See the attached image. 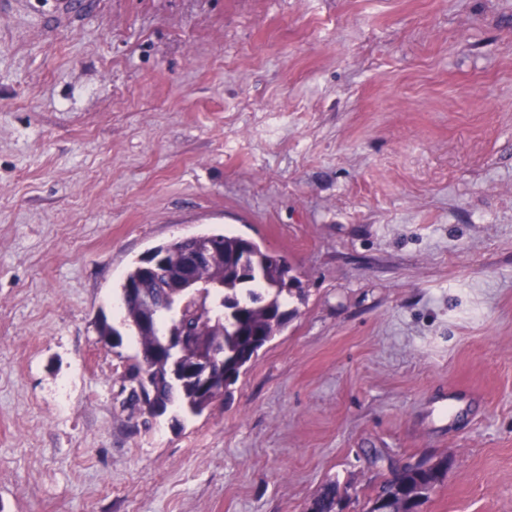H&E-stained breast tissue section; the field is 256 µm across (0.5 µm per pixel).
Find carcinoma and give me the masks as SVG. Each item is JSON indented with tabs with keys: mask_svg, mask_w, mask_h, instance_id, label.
<instances>
[{
	"mask_svg": "<svg viewBox=\"0 0 512 512\" xmlns=\"http://www.w3.org/2000/svg\"><path fill=\"white\" fill-rule=\"evenodd\" d=\"M224 241V253L212 258L199 269L198 278L206 285L204 294L187 297L171 287L174 271L171 264L158 266L149 276L147 291L156 307L157 333H138V310L124 308V324L137 332L138 352L148 353L161 345L183 315L193 333L203 343L224 344V366H232L234 376L255 357L287 324L294 311L286 309L284 295L300 288L289 264L272 269L239 268L230 262L241 247L240 237L226 234H204L168 244L170 251H192L209 239ZM190 352L184 367L188 374L183 384L169 381L170 362L162 354L153 363L157 397L169 404H179L186 414L201 413L211 400L205 397L208 389L202 379L203 369L196 368ZM448 472V458L424 460L403 469L387 483L382 494L390 498L395 512H417L423 500L443 483ZM316 512H336L338 494L330 485L314 499Z\"/></svg>",
	"mask_w": 512,
	"mask_h": 512,
	"instance_id": "carcinoma-1",
	"label": "carcinoma"
}]
</instances>
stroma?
<instances>
[{"label": "stroma", "instance_id": "obj_1", "mask_svg": "<svg viewBox=\"0 0 512 512\" xmlns=\"http://www.w3.org/2000/svg\"><path fill=\"white\" fill-rule=\"evenodd\" d=\"M0 0V512H512V0ZM283 256L202 414L123 407L154 246ZM447 472L448 458L421 461L403 469L384 486L380 495L390 498L389 506L397 512H417L429 493L443 483Z\"/></svg>", "mask_w": 512, "mask_h": 512}]
</instances>
